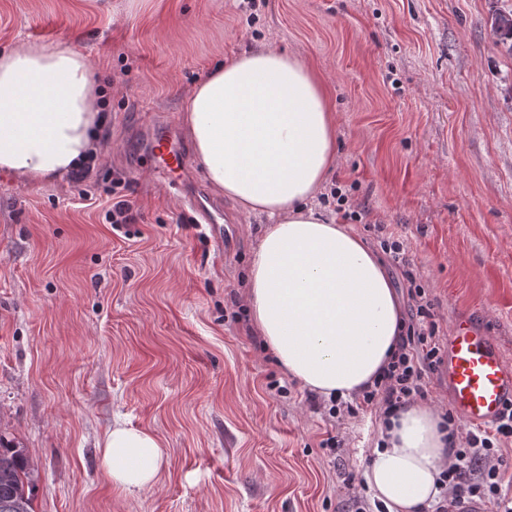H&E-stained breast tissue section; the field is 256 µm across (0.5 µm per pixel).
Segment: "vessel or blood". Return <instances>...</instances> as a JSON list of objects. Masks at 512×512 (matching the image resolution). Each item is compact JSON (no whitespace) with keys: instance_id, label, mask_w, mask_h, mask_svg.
I'll return each mask as SVG.
<instances>
[{"instance_id":"1","label":"vessel or blood","mask_w":512,"mask_h":512,"mask_svg":"<svg viewBox=\"0 0 512 512\" xmlns=\"http://www.w3.org/2000/svg\"><path fill=\"white\" fill-rule=\"evenodd\" d=\"M149 152L153 160L151 174L168 190L178 189L190 154L177 133H155ZM441 377L453 411L468 424L496 423L512 406V364L504 360L493 336L470 319L457 320L450 326Z\"/></svg>"}]
</instances>
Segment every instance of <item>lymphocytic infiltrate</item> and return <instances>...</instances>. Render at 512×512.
<instances>
[{
	"label": "lymphocytic infiltrate",
	"mask_w": 512,
	"mask_h": 512,
	"mask_svg": "<svg viewBox=\"0 0 512 512\" xmlns=\"http://www.w3.org/2000/svg\"><path fill=\"white\" fill-rule=\"evenodd\" d=\"M380 246L389 252L408 284L403 334L373 385L353 399L308 394L311 408L334 423L369 407L387 417L404 405L428 400L431 379L442 362L444 345L436 302L418 284L407 247L397 239L382 240ZM444 419L451 424L448 447L453 461L440 474L439 494L431 512H454L457 504L465 500L488 502L496 506L497 512H512V462L504 454L507 444L512 443V409L498 424L489 427L458 424L449 411Z\"/></svg>",
	"instance_id": "lymphocytic-infiltrate-1"
}]
</instances>
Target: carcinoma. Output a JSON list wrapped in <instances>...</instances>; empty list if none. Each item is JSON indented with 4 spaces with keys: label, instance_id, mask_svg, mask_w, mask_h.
Instances as JSON below:
<instances>
[{
    "label": "carcinoma",
    "instance_id": "carcinoma-1",
    "mask_svg": "<svg viewBox=\"0 0 512 512\" xmlns=\"http://www.w3.org/2000/svg\"><path fill=\"white\" fill-rule=\"evenodd\" d=\"M492 30L512 39V11L498 13ZM34 469L23 450L0 434V512H34Z\"/></svg>",
    "mask_w": 512,
    "mask_h": 512
}]
</instances>
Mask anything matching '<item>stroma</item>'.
<instances>
[{"mask_svg": "<svg viewBox=\"0 0 512 512\" xmlns=\"http://www.w3.org/2000/svg\"><path fill=\"white\" fill-rule=\"evenodd\" d=\"M512 0H0V51L68 43L99 71L108 120L81 180L0 172V431L38 478L34 512H351L319 443L327 424L253 341L247 271L267 219L191 167L185 194L220 204L223 249L184 228L145 170L153 126L185 131L189 89L271 49L317 71L335 114L327 178L402 235L442 329L462 317L512 362V56L489 19ZM127 199L134 223L113 230ZM286 384L271 396L270 381ZM154 433L153 488H112L98 449L115 419ZM383 418L339 427L363 474Z\"/></svg>", "mask_w": 512, "mask_h": 512, "instance_id": "35a3bbf8", "label": "stroma"}]
</instances>
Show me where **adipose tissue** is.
<instances>
[{
    "instance_id": "obj_1",
    "label": "adipose tissue",
    "mask_w": 512,
    "mask_h": 512,
    "mask_svg": "<svg viewBox=\"0 0 512 512\" xmlns=\"http://www.w3.org/2000/svg\"><path fill=\"white\" fill-rule=\"evenodd\" d=\"M102 96L98 73L66 44L0 54V171L51 183L81 167L105 121ZM184 120L214 189L271 219L247 275L255 334L286 375L318 395L360 393L390 361L403 314L381 257L312 204L336 166L324 85L298 57L245 53L186 95ZM446 435L426 407L390 417L364 474L373 498L388 512L433 502ZM164 455L151 431L117 422L99 464L114 489L140 492L156 481Z\"/></svg>"
}]
</instances>
